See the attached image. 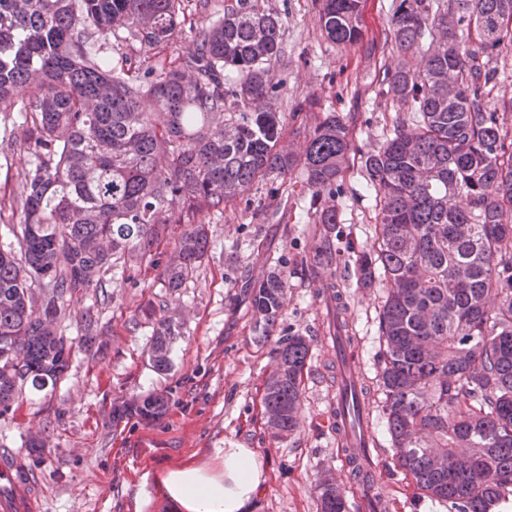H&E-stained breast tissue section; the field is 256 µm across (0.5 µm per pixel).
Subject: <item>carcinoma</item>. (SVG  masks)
<instances>
[{
    "label": "carcinoma",
    "instance_id": "cac0c4a2",
    "mask_svg": "<svg viewBox=\"0 0 512 512\" xmlns=\"http://www.w3.org/2000/svg\"><path fill=\"white\" fill-rule=\"evenodd\" d=\"M0 0V110L28 89L23 122L9 137L34 157L17 197L18 250L0 249V417L16 386L56 385L70 350L56 320L78 294L131 260L153 257L180 224L160 276L166 288L193 278L210 246L194 223L201 208L224 211L260 183L296 169L316 220L336 223V186L352 138L331 112L294 150L270 65L284 54L282 19L263 0ZM364 0H321L333 43L363 39ZM512 0H396L392 63L377 81L392 106V132L362 156L375 192L376 241L356 262L362 288L386 290L380 312L384 426L414 490L449 512L512 505V97L499 95L497 62L512 35ZM192 49L178 65L150 64L184 28ZM138 43L111 61L95 46ZM422 55L414 68L408 58ZM45 288L42 303L34 298ZM285 271L253 294L257 340L284 307ZM84 344L103 335L93 307L81 312ZM178 325L161 319L149 359L172 367ZM310 361L303 336L277 343L262 397L265 425L283 438L299 425ZM162 395L124 400L112 420H153ZM438 456L462 463L447 471ZM321 512H344L330 485Z\"/></svg>",
    "mask_w": 512,
    "mask_h": 512
}]
</instances>
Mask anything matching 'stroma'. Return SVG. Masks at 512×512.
Returning a JSON list of instances; mask_svg holds the SVG:
<instances>
[{
  "mask_svg": "<svg viewBox=\"0 0 512 512\" xmlns=\"http://www.w3.org/2000/svg\"><path fill=\"white\" fill-rule=\"evenodd\" d=\"M393 3L367 0L363 40L342 46L322 35L320 0H264L285 29L284 55L272 63L271 78L281 88V111L290 115L286 142L302 146L306 130L327 112L339 115L352 134L355 150L338 189L337 220L317 223L311 193L296 171L279 190L260 184L248 200L196 214V222L210 228L211 247L178 291L163 288L158 268L145 260L111 271L101 287L65 305L57 332L75 351L63 379L40 392L23 385L14 415L0 418V449L37 472L42 512H167L163 492L146 471L200 462L230 443L254 449L269 467L255 512H320L319 485L328 476L347 512H364L327 422L336 407V371L330 366L336 308L321 284L344 290L361 377L377 388L383 292L358 287L354 268L376 238L375 199L361 157L380 147L392 128L391 107L374 76L391 61L383 43ZM305 100L314 101V108L296 112ZM31 167L26 149L0 137V248L17 244L10 228L19 216L11 203ZM275 268L287 272L288 291L271 336H305L311 356L299 426L283 438L269 434L261 414L273 347L254 341L251 304L255 285ZM90 305L106 333L86 347L80 343V313ZM168 316L180 334L172 369L160 373L148 349L155 321ZM149 394L168 399L160 419L113 423V404ZM370 420L378 441L374 479L391 512H448L446 504L415 495L395 468L379 399L371 401ZM33 435L43 447H28Z\"/></svg>",
  "mask_w": 512,
  "mask_h": 512,
  "instance_id": "35a3bbf8",
  "label": "stroma"
}]
</instances>
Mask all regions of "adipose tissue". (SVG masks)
Returning a JSON list of instances; mask_svg holds the SVG:
<instances>
[{"label": "adipose tissue", "mask_w": 512, "mask_h": 512, "mask_svg": "<svg viewBox=\"0 0 512 512\" xmlns=\"http://www.w3.org/2000/svg\"><path fill=\"white\" fill-rule=\"evenodd\" d=\"M268 466L251 448H216L197 465L154 471L170 512H254Z\"/></svg>", "instance_id": "obj_1"}]
</instances>
